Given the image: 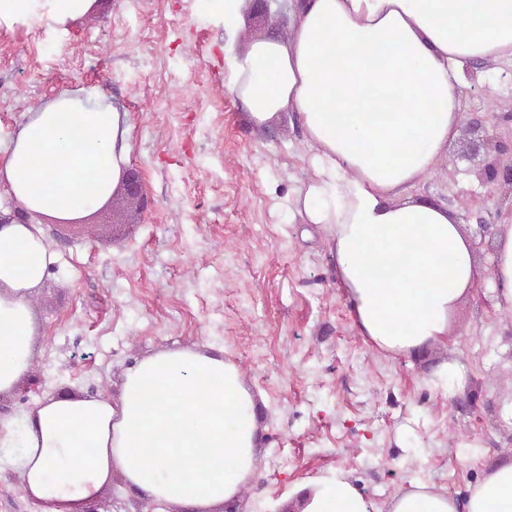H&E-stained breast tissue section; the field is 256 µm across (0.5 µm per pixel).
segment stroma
Returning <instances> with one entry per match:
<instances>
[{"label":"stroma","mask_w":512,"mask_h":512,"mask_svg":"<svg viewBox=\"0 0 512 512\" xmlns=\"http://www.w3.org/2000/svg\"><path fill=\"white\" fill-rule=\"evenodd\" d=\"M223 27L197 0H96L63 36L33 26L0 34V157L27 113L61 91L99 86L130 115V167L143 206L114 197L64 224L45 216L59 254L32 298L37 356L0 413L64 388L118 395L137 359L207 344L261 396L259 472L244 512H295L292 485L330 468L350 473L377 505L417 478L463 497L512 429L499 400L512 386V315L489 283L453 316L452 351L469 381L448 399L425 376L448 351L389 359L364 343L334 281L324 236L303 237L283 202L305 175L295 115L255 129L224 85ZM464 91L448 160L412 190L470 227L512 215V185L488 184L512 142V67L480 63Z\"/></svg>","instance_id":"obj_1"}]
</instances>
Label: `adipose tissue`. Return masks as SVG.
<instances>
[{
  "label": "adipose tissue",
  "mask_w": 512,
  "mask_h": 512,
  "mask_svg": "<svg viewBox=\"0 0 512 512\" xmlns=\"http://www.w3.org/2000/svg\"><path fill=\"white\" fill-rule=\"evenodd\" d=\"M94 0H0V33L66 32ZM224 24L225 86L251 124L301 122L306 178L289 222L319 225L355 328L394 358L447 344L450 318L483 276L474 233L411 195L459 134L475 60L512 63V0H288L282 35L244 37L249 0H199ZM128 112L97 86L28 113L0 160V190L30 214L78 217L107 199L130 160ZM491 288L512 313V217L493 228ZM58 254L40 224L0 227V394L34 360L32 297ZM263 436L238 366L198 348L128 367L119 397L60 393L0 416V473L42 512H84L121 475L181 512L239 505ZM298 512H512V455L457 499L411 480L385 507L341 469L309 478Z\"/></svg>",
  "instance_id": "adipose-tissue-1"
}]
</instances>
